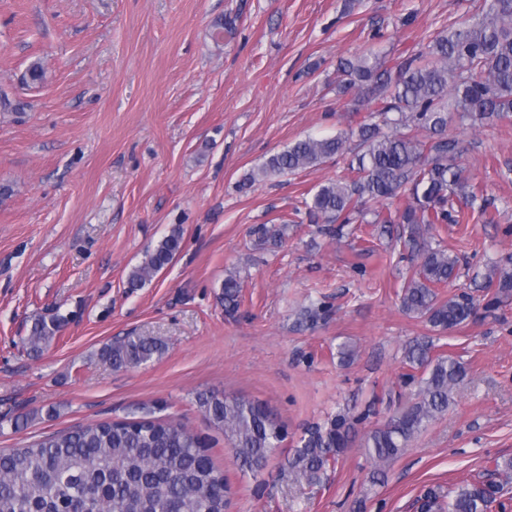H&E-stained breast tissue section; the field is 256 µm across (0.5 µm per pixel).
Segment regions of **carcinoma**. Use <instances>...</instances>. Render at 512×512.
<instances>
[{
  "label": "carcinoma",
  "mask_w": 512,
  "mask_h": 512,
  "mask_svg": "<svg viewBox=\"0 0 512 512\" xmlns=\"http://www.w3.org/2000/svg\"><path fill=\"white\" fill-rule=\"evenodd\" d=\"M338 94L352 95L351 111L369 107L392 131L361 122L334 137H305L271 155L241 187L267 177L315 168L349 153L353 138L359 151L345 172L319 186L304 202L308 215L325 224H353L365 206L379 203L372 224L403 225V245L410 250L413 274L405 280L400 305L409 315L427 318L442 331L464 324L476 310L466 293L439 298L436 288L457 277L458 259L432 243L438 224L459 223L453 198L474 203L479 187L459 164L464 147L443 132L458 116L471 123L494 124L512 117V0H483L482 9L442 30L422 49L404 57L395 70L383 67L372 52L340 63ZM29 84L45 81L42 62L33 60L24 75ZM407 198L399 207L395 202ZM180 227H173L128 275L134 292L166 269L179 253ZM484 286L512 288V275L491 265ZM240 277L224 278V311L240 305ZM68 324L57 312L34 321L26 345L38 353ZM162 344L145 336H124L100 350L115 369L133 368L161 353ZM406 364L418 390L414 402L398 409L366 437V456L381 469L397 459L408 443L448 410L454 389L466 376L456 359L434 353L430 342L409 346ZM214 426L224 430L243 473L261 470L286 436L283 425L263 403L243 396L211 392L196 397ZM365 416L339 412L308 427L283 474L309 485L323 481L327 469L352 444L354 426ZM501 485L476 481L443 494L425 489L420 512H492ZM229 482L198 435L168 420H110L44 436L23 448L0 451V512H226Z\"/></svg>",
  "instance_id": "obj_1"
}]
</instances>
